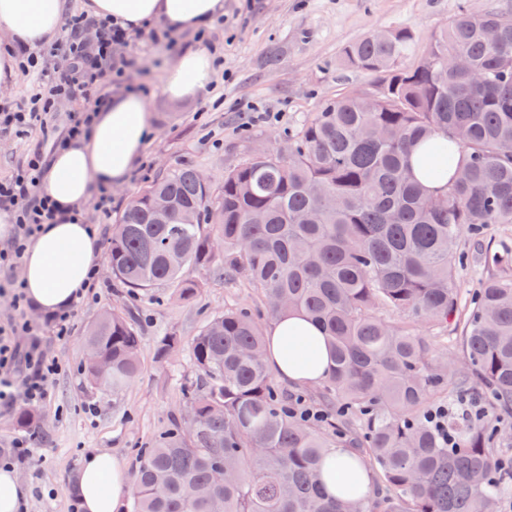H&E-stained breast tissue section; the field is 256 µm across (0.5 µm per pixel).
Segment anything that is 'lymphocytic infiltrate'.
Here are the masks:
<instances>
[{
    "instance_id": "lymphocytic-infiltrate-1",
    "label": "lymphocytic infiltrate",
    "mask_w": 512,
    "mask_h": 512,
    "mask_svg": "<svg viewBox=\"0 0 512 512\" xmlns=\"http://www.w3.org/2000/svg\"><path fill=\"white\" fill-rule=\"evenodd\" d=\"M90 28L96 35L91 42L85 37ZM136 39V33L93 17L71 18L55 45L56 52L67 62L66 68L49 70L40 67L34 57H27L22 68L35 70L38 89L26 101L0 107V135L18 136L45 127L57 103L64 98L78 95L91 102L93 109L104 106L108 101L106 78H124L128 68L126 61L113 60L112 47ZM45 165L44 154L34 153L26 167L8 181L0 182V207L12 210L16 219L13 249L0 253V267L16 263L27 241L54 216V204L40 187ZM11 287L19 316L12 323L9 336L0 337V405L10 406L21 400L35 406L44 401L48 385L61 366L37 343L24 347L17 344V337L30 335L32 325L24 314L28 301L20 282H12Z\"/></svg>"
}]
</instances>
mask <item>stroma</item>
Wrapping results in <instances>:
<instances>
[{
	"label": "stroma",
	"instance_id": "1",
	"mask_svg": "<svg viewBox=\"0 0 512 512\" xmlns=\"http://www.w3.org/2000/svg\"><path fill=\"white\" fill-rule=\"evenodd\" d=\"M464 9L507 16L512 0H224L223 24L210 26L205 37L187 31L169 41L149 36L115 46L113 57L129 63L128 79L113 84L111 92L138 91L150 104L153 123L125 183L111 187L110 209H98L91 198L84 205L101 247H108L129 196L163 171L188 165L207 177L213 190H221L225 173L297 133L326 102L371 89L373 75L341 64L350 43L374 30L405 28L414 36L409 59L415 62L433 34ZM200 44L221 61L211 86L192 98L170 101L162 92L165 69ZM273 49L279 53L274 64L268 60ZM84 109L82 100L66 99L47 128L0 137V180L14 175ZM99 277L102 286L95 298L74 308L66 339L54 336L34 308L25 312L37 336L19 337V344L37 341L63 366L28 429L16 427L14 410L0 407V448L17 437L33 440L32 458L16 467L28 489L27 512H70V484L89 451L112 453L129 470L137 469L141 449L184 416V385L195 377L189 343L213 313L244 306L259 314L262 326L270 324L260 291L218 269L192 272L198 288L187 300L167 283L132 296L107 268H100ZM113 308L125 314L141 338V370L119 393H93L81 372L85 337L98 315ZM171 333L181 343L158 359L157 344Z\"/></svg>",
	"mask_w": 512,
	"mask_h": 512
}]
</instances>
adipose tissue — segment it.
<instances>
[{
    "label": "adipose tissue",
    "mask_w": 512,
    "mask_h": 512,
    "mask_svg": "<svg viewBox=\"0 0 512 512\" xmlns=\"http://www.w3.org/2000/svg\"><path fill=\"white\" fill-rule=\"evenodd\" d=\"M70 9L69 0H0V90L16 80L20 55L51 46ZM84 11L135 31L160 23L172 31L208 28L224 10V0H85ZM215 54L195 47L181 54L163 76L167 98L178 101L206 90L214 73ZM151 131L143 97H113L96 112L88 138L57 151L41 177L44 192L55 202L51 223L27 244L20 280L37 311L47 314L70 307L88 284V272L99 254L98 237L86 224L82 202L93 184H122L140 158ZM414 174L432 192L446 189L448 158L438 148L415 146L409 157ZM265 362L277 378L301 385L321 383L331 360L324 332L299 312L275 318L267 330ZM71 492L83 512H118L133 490L132 478L117 456L88 453Z\"/></svg>",
    "instance_id": "obj_1"
}]
</instances>
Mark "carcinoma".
<instances>
[{
	"label": "carcinoma",
	"mask_w": 512,
	"mask_h": 512,
	"mask_svg": "<svg viewBox=\"0 0 512 512\" xmlns=\"http://www.w3.org/2000/svg\"><path fill=\"white\" fill-rule=\"evenodd\" d=\"M412 41L398 28L348 45L342 63L377 76L376 89L325 103L288 154L250 157L217 194L193 167L171 169L121 214L106 259L130 293L169 282L186 299L189 271L217 264L244 276L270 317L298 311L321 325L325 395L352 412L329 434L290 416L259 318L216 313L190 342L193 418L141 450L130 512H500L512 498L497 428L451 411L450 445L425 420L454 369L419 333L463 317L465 370L448 407L478 393L512 416V247L481 251L489 275L466 302L456 279L470 256L453 251L464 226L512 224V18L462 11L409 64ZM435 134L456 173L430 195L408 157ZM157 197L173 205L167 223ZM86 342L102 360L85 365L88 389L116 393L138 373L140 336L122 312L101 314ZM348 434L383 486L371 496L322 490L324 460Z\"/></svg>",
	"instance_id": "obj_1"
}]
</instances>
